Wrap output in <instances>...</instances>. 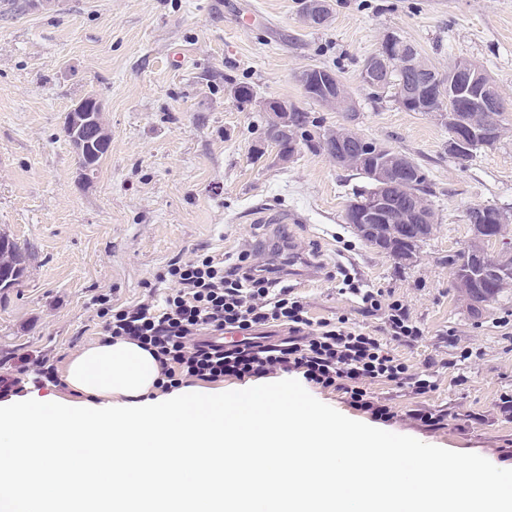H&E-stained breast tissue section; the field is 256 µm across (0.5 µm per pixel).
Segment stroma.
Wrapping results in <instances>:
<instances>
[{
	"mask_svg": "<svg viewBox=\"0 0 512 512\" xmlns=\"http://www.w3.org/2000/svg\"><path fill=\"white\" fill-rule=\"evenodd\" d=\"M301 0H0V231L28 254L18 285L0 289V358L43 354L58 371L99 344L94 300L162 298L147 281L193 253L268 250L289 240L307 259L288 283L310 314L378 334L332 272L406 305L421 336L392 342L414 371L435 375L423 396L380 383L374 396L397 413L379 429L480 455L512 469V421L496 411L512 394V287L472 313L448 256L472 238L471 208L512 215V0H330L327 25L299 18ZM413 43L447 73L458 59L483 65L506 110L504 133L467 160L427 112L400 107L394 90L360 80L386 34ZM336 73L353 115L307 99L298 76ZM246 83L255 102L229 90ZM102 104L111 145L84 179L63 132L87 95ZM288 99L324 130L347 127L421 163L436 213L430 237L401 263L366 245L344 218L362 181L321 149L300 146L282 166L256 155L270 119L260 101ZM447 413L428 429L408 410Z\"/></svg>",
	"mask_w": 512,
	"mask_h": 512,
	"instance_id": "stroma-1",
	"label": "stroma"
}]
</instances>
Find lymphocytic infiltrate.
<instances>
[{
    "label": "lymphocytic infiltrate",
    "mask_w": 512,
    "mask_h": 512,
    "mask_svg": "<svg viewBox=\"0 0 512 512\" xmlns=\"http://www.w3.org/2000/svg\"><path fill=\"white\" fill-rule=\"evenodd\" d=\"M286 280L254 253L220 259L198 253L156 275V283L173 286L163 303L116 306L108 295L98 296L100 340H129L150 352L160 366L156 387L164 392L195 380L296 372L320 388L342 392L351 407L388 421L395 413L372 395L371 385L383 382L417 396L435 389L433 375L414 372L389 346L421 334L400 300L380 290L354 288L367 313H384L385 334L379 337L350 326L343 316L333 322L313 319ZM267 326L287 327V338L231 350L214 342L227 331Z\"/></svg>",
    "instance_id": "1"
}]
</instances>
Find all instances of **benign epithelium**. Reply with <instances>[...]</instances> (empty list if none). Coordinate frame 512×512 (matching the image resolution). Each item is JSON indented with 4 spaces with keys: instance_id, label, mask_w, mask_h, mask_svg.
<instances>
[{
    "instance_id": "obj_1",
    "label": "benign epithelium",
    "mask_w": 512,
    "mask_h": 512,
    "mask_svg": "<svg viewBox=\"0 0 512 512\" xmlns=\"http://www.w3.org/2000/svg\"><path fill=\"white\" fill-rule=\"evenodd\" d=\"M300 18L307 26H315L324 20L329 10L327 0H302ZM398 42L394 36H387L380 48L367 58L362 68L361 80L372 87H380L389 80L393 58L396 57ZM450 77L463 88L469 104L464 108L452 105V97L444 89L438 95L430 92L433 75H427L418 81L403 83L397 95L401 107L416 106L424 112H432L448 123L452 138L449 147L459 155H468L480 147L494 144L488 129V118L479 115L497 106L499 97L492 93L484 74L467 60H458L454 64ZM304 94L308 97L323 100V103L337 105L343 112L352 111L353 104L344 88L337 82L336 74L328 69L310 68L300 76ZM94 102L86 98L79 101L68 113L66 126L75 136L70 138L77 153H82L85 142L77 133L86 129L91 123V112ZM264 112L271 114L270 126L265 133L264 141L276 146L275 159L281 165L290 162L298 150V136L292 134L293 127L290 115L296 110V104L286 99L269 100L260 103ZM288 146H279L281 142ZM314 143L321 146L336 164L347 166L354 162L360 164L372 159L380 152L386 151L380 142L368 140L363 142L361 153L350 156L348 144L343 136L321 134ZM408 165V159L397 152L391 156V162L373 172L375 186L366 195V199L350 203L345 211L346 223L352 225L362 239H373L378 236V224L394 223V212L398 198L394 189L399 181L400 171ZM468 223L473 229L470 244L457 250L459 264L466 265V273L479 281L480 285L492 289L497 276L501 275L502 267L497 258L490 256L478 247L482 240L488 239L491 220L488 210L481 206L468 212ZM426 226L418 219V208L406 207L402 219L401 232L405 240L416 241L424 236Z\"/></svg>"
}]
</instances>
